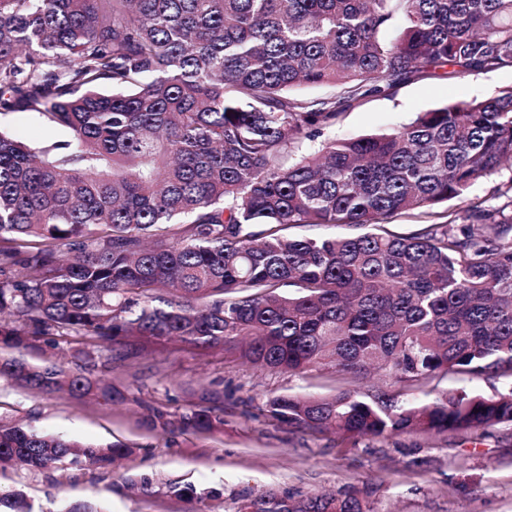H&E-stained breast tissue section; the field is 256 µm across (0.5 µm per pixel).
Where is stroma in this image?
<instances>
[{"label":"stroma","mask_w":512,"mask_h":512,"mask_svg":"<svg viewBox=\"0 0 512 512\" xmlns=\"http://www.w3.org/2000/svg\"><path fill=\"white\" fill-rule=\"evenodd\" d=\"M512 87V70L477 73L454 82L416 81L394 95L367 99L344 112L333 131L339 138L388 133L409 124L416 113L452 102L486 98ZM512 187L503 170L476 183L467 196L440 205L462 219L472 199L502 205L498 190ZM82 341L55 345L36 341L18 357L93 374L122 392L123 400H76L63 393H34L0 381V424L100 444H121L130 453L111 471L75 467L64 476L16 470L0 472V487L23 491L35 512H68L96 500L107 512H188L169 484L215 491L208 512H236L242 499L274 492L299 498L314 493L366 492L373 512H512V425L434 437L403 433L388 438L347 440L330 433L279 423L264 409L266 399L290 394L319 398L340 389L388 388L384 377L365 378L318 366L299 375L254 369L222 350L202 352L184 344L128 358L103 354L86 361ZM223 395L224 426L199 434L179 425L195 401V390ZM512 390V378L449 374L424 389L428 399L449 392L492 396ZM170 415L167 431L144 422L148 407ZM150 479L157 493L136 489Z\"/></svg>","instance_id":"stroma-1"}]
</instances>
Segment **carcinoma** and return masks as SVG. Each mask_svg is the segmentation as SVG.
I'll return each mask as SVG.
<instances>
[{"label": "carcinoma", "instance_id": "carcinoma-1", "mask_svg": "<svg viewBox=\"0 0 512 512\" xmlns=\"http://www.w3.org/2000/svg\"><path fill=\"white\" fill-rule=\"evenodd\" d=\"M512 70V0H0V347L87 336L85 355L183 343L274 373L332 366L420 389L448 373L512 377V200L402 235L512 170V88L419 112L389 133L328 135L353 104L426 79ZM336 93L302 99L298 87ZM312 143L290 159L292 149ZM295 224L371 227L293 237ZM82 400L83 371L0 356V380ZM203 391L180 423L224 425ZM344 439L512 424V393L431 402L383 391L265 401ZM122 445L0 425V471L108 469ZM204 512L216 492L169 488ZM0 512H32L0 489ZM239 512H372L356 492L244 499ZM22 139L31 137L62 138L64 131L58 127L45 125L31 112H5L0 114V127ZM511 179L512 172L510 171L503 170L494 173L476 183L465 196L449 200L434 209V211L444 213L445 216L448 214L447 218L437 220L435 217H430L427 214L413 212L395 217L391 223L392 225L388 226V228L396 233L407 235L424 227V225L419 224H431L433 222L448 220V218H455L457 223L462 224V217L472 199H487V204L491 206H499L507 202L508 199L506 196L498 197V195H494L493 191L495 188H500L502 192L506 191L510 186Z\"/></svg>", "mask_w": 512, "mask_h": 512}]
</instances>
